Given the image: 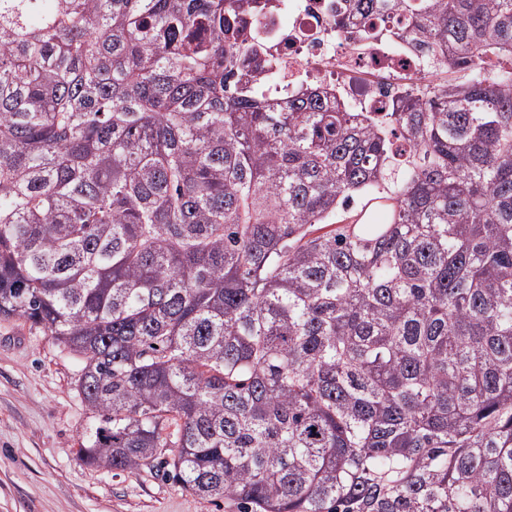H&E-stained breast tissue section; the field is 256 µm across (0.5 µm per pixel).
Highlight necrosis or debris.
Instances as JSON below:
<instances>
[{
	"label": "necrosis or debris",
	"mask_w": 512,
	"mask_h": 512,
	"mask_svg": "<svg viewBox=\"0 0 512 512\" xmlns=\"http://www.w3.org/2000/svg\"><path fill=\"white\" fill-rule=\"evenodd\" d=\"M265 2L262 12L249 18L248 32L275 63L266 85L276 96L318 84L339 92L355 110L379 111L425 67L418 53L396 40L357 50V38L331 21L336 0Z\"/></svg>",
	"instance_id": "obj_1"
}]
</instances>
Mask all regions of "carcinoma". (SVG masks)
Returning <instances> with one entry per match:
<instances>
[{"label":"carcinoma","instance_id":"obj_1","mask_svg":"<svg viewBox=\"0 0 512 512\" xmlns=\"http://www.w3.org/2000/svg\"><path fill=\"white\" fill-rule=\"evenodd\" d=\"M256 7L0 0V315L83 359L92 467L512 512V0L340 4L427 59L383 112L263 93Z\"/></svg>","mask_w":512,"mask_h":512}]
</instances>
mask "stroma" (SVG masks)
Returning <instances> with one entry per match:
<instances>
[{
    "mask_svg": "<svg viewBox=\"0 0 512 512\" xmlns=\"http://www.w3.org/2000/svg\"><path fill=\"white\" fill-rule=\"evenodd\" d=\"M82 367L43 329L0 316V512H236L156 467L87 466L79 448L95 417L77 390Z\"/></svg>",
    "mask_w": 512,
    "mask_h": 512,
    "instance_id": "1",
    "label": "stroma"
}]
</instances>
